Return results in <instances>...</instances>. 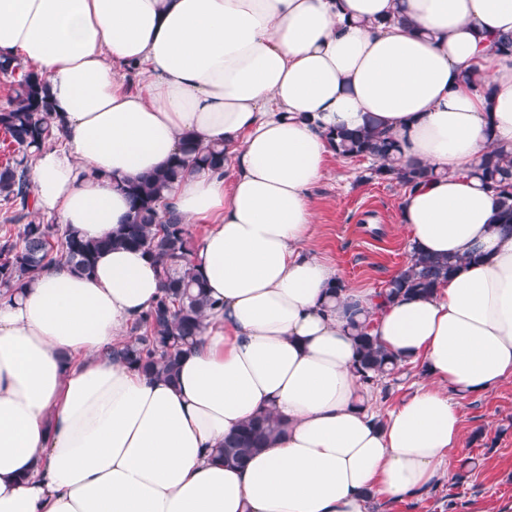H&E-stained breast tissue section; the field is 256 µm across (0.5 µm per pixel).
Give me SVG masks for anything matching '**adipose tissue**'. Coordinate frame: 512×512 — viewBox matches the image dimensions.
<instances>
[{"label": "adipose tissue", "instance_id": "adipose-tissue-1", "mask_svg": "<svg viewBox=\"0 0 512 512\" xmlns=\"http://www.w3.org/2000/svg\"><path fill=\"white\" fill-rule=\"evenodd\" d=\"M510 32L512 0H0V56L45 78L63 127L28 168L39 212L99 239L129 212L117 182L187 134L225 150L164 193L206 227L192 263L218 303L176 380L111 356L162 291L143 252L0 297V512H372L450 476L461 398L512 377V235L473 176L512 153V54L491 44ZM372 118L437 172L398 219L411 250L463 260L426 298L382 300L306 250L330 135ZM356 314L424 376L382 414ZM266 412L265 448L214 458Z\"/></svg>", "mask_w": 512, "mask_h": 512}]
</instances>
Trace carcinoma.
<instances>
[{
    "label": "carcinoma",
    "mask_w": 512,
    "mask_h": 512,
    "mask_svg": "<svg viewBox=\"0 0 512 512\" xmlns=\"http://www.w3.org/2000/svg\"><path fill=\"white\" fill-rule=\"evenodd\" d=\"M20 73L12 85L7 107L0 109V130L15 146L16 156L0 166V200L14 214L4 221L17 224L0 236V293L22 289L44 269L63 262L79 275L90 274L100 253L115 249L141 250L160 269L162 294L132 323L130 340L117 351L128 366L148 375L176 378L184 349L204 328V318L216 302L207 295L203 280L191 260L190 234L187 225L173 212H161L162 193L186 173L201 166L218 169L224 164V147L201 146L190 136H183L181 154L170 158L156 173L133 181L116 184L130 203L127 222L110 235L89 240L58 224L21 223L24 211L33 204L27 179L31 157L63 130L54 125L52 105L45 80L25 69L21 62L0 61V74ZM336 155L345 159L373 162L370 177L394 180L403 187L414 186L433 175V169L403 160L399 146L375 124L356 131L338 130L331 136ZM473 176L496 198L504 234L512 231V157L493 153L483 158ZM460 260L418 253L411 264L392 277L381 291L387 298L396 296L427 297L436 285L449 277ZM356 345L355 369L367 386H379L386 377L401 370L400 361L386 352L370 334L367 320L351 323ZM280 421L269 413L243 423L224 440L220 449L224 462L240 464L263 447Z\"/></svg>",
    "instance_id": "1"
}]
</instances>
